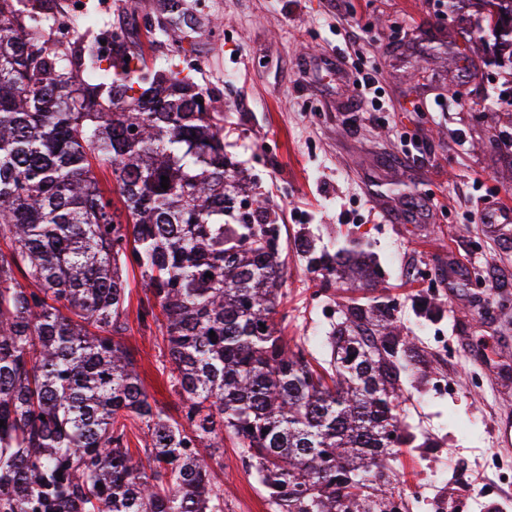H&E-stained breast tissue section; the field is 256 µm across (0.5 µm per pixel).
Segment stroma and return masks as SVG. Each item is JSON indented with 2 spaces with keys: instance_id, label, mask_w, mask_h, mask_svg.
<instances>
[{
  "instance_id": "1",
  "label": "stroma",
  "mask_w": 512,
  "mask_h": 512,
  "mask_svg": "<svg viewBox=\"0 0 512 512\" xmlns=\"http://www.w3.org/2000/svg\"><path fill=\"white\" fill-rule=\"evenodd\" d=\"M89 8L95 36L121 33L140 78L178 50L201 60L194 80L224 114V151L279 229L289 346L325 363L353 300L389 304L405 326L410 441L390 463L394 494L423 489L411 512H512V448L495 444L512 422V63L474 0H52L50 22ZM357 24L367 32L349 41ZM342 49L372 68L381 109L352 110ZM480 207L494 223L476 221ZM353 246L372 256L375 285L309 263ZM126 345L152 399L181 418L161 337L135 329ZM215 460L224 512H269L232 441Z\"/></svg>"
}]
</instances>
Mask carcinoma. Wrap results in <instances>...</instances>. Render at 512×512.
<instances>
[{"instance_id": "1", "label": "carcinoma", "mask_w": 512, "mask_h": 512, "mask_svg": "<svg viewBox=\"0 0 512 512\" xmlns=\"http://www.w3.org/2000/svg\"><path fill=\"white\" fill-rule=\"evenodd\" d=\"M485 2L512 62V0ZM50 18L51 0H0V512H224L203 451L218 435L270 512H387L385 462L407 443L401 325L350 304L332 369L291 349L274 224L224 155L223 113L177 59L144 87L122 46L103 67L90 26L64 42ZM321 263L377 277L358 250ZM130 268L180 421L150 402L125 346Z\"/></svg>"}]
</instances>
